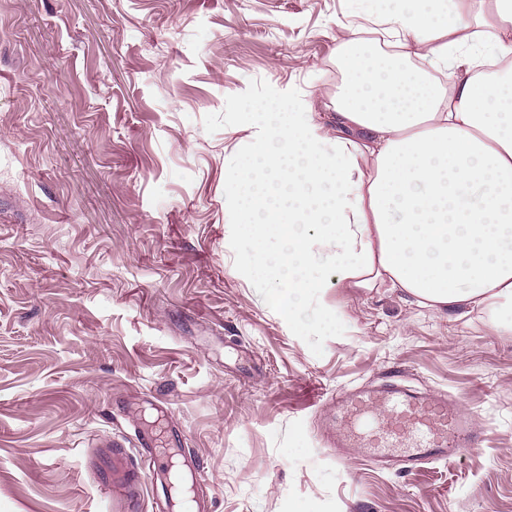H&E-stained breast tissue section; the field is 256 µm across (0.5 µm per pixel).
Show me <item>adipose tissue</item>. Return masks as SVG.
Returning <instances> with one entry per match:
<instances>
[{
    "mask_svg": "<svg viewBox=\"0 0 512 512\" xmlns=\"http://www.w3.org/2000/svg\"><path fill=\"white\" fill-rule=\"evenodd\" d=\"M365 2L396 50L355 32L339 46L335 134L306 103L247 115L254 141L224 182L245 264L302 332L327 319L304 305L333 269L511 335L512 0Z\"/></svg>",
    "mask_w": 512,
    "mask_h": 512,
    "instance_id": "1",
    "label": "adipose tissue"
}]
</instances>
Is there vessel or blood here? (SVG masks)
Returning <instances> with one entry per match:
<instances>
[{"instance_id":"b4317fda","label":"vessel or blood","mask_w":512,"mask_h":512,"mask_svg":"<svg viewBox=\"0 0 512 512\" xmlns=\"http://www.w3.org/2000/svg\"><path fill=\"white\" fill-rule=\"evenodd\" d=\"M337 411L346 416L345 428L329 432L331 445L363 448L370 461H378L392 448L404 449V461L417 466L450 455L464 454L479 447L485 430L476 428L470 418L436 395H412L390 382L368 392L366 398L352 401L337 398ZM139 456H131L122 439L97 443L91 458L95 480L105 492V512H141L151 504L154 512H171L168 502L147 500L148 485L169 483L164 464L168 448L183 444L179 429L164 434L136 432Z\"/></svg>"}]
</instances>
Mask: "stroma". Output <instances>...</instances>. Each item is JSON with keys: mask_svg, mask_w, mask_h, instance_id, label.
Segmentation results:
<instances>
[{"mask_svg": "<svg viewBox=\"0 0 512 512\" xmlns=\"http://www.w3.org/2000/svg\"><path fill=\"white\" fill-rule=\"evenodd\" d=\"M360 0H0V512H100L97 439L181 429L208 512H512V335L339 283L301 334L248 276L224 192L276 91L327 124ZM399 373L481 447L405 468L333 448Z\"/></svg>", "mask_w": 512, "mask_h": 512, "instance_id": "obj_1", "label": "stroma"}]
</instances>
